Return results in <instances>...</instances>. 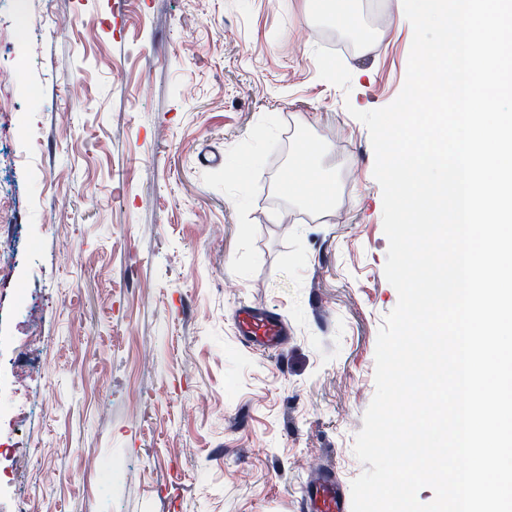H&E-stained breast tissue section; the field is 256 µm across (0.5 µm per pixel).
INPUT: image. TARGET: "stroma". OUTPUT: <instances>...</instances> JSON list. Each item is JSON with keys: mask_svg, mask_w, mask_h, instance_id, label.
<instances>
[{"mask_svg": "<svg viewBox=\"0 0 512 512\" xmlns=\"http://www.w3.org/2000/svg\"><path fill=\"white\" fill-rule=\"evenodd\" d=\"M383 2L346 29L319 0H0V281L34 301L0 291V353L34 333L45 361L0 438L49 475L23 480L32 512H297L318 465L363 472L398 293L352 112L397 98L413 38ZM299 138L327 211L280 189ZM251 303L282 352L237 339ZM234 320L240 340L247 348L279 353L288 341V324L266 306H242Z\"/></svg>", "mask_w": 512, "mask_h": 512, "instance_id": "1", "label": "stroma"}]
</instances>
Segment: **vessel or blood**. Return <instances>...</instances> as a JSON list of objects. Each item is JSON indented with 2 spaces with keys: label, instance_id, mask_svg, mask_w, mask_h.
Masks as SVG:
<instances>
[{
  "label": "vessel or blood",
  "instance_id": "obj_1",
  "mask_svg": "<svg viewBox=\"0 0 512 512\" xmlns=\"http://www.w3.org/2000/svg\"><path fill=\"white\" fill-rule=\"evenodd\" d=\"M243 345L269 353L282 351L288 341V325L265 306L245 305L235 313ZM299 512H350V501L333 468L325 466L309 478L298 500Z\"/></svg>",
  "mask_w": 512,
  "mask_h": 512
}]
</instances>
